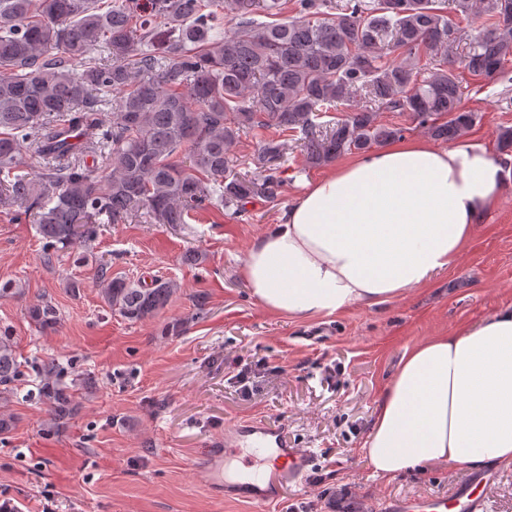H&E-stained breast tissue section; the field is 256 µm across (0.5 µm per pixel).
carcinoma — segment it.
Listing matches in <instances>:
<instances>
[{"label":"carcinoma","instance_id":"1","mask_svg":"<svg viewBox=\"0 0 512 512\" xmlns=\"http://www.w3.org/2000/svg\"><path fill=\"white\" fill-rule=\"evenodd\" d=\"M383 2L293 0L296 18L278 22L282 0H0V209L35 218L49 263L93 239L103 216L120 224L142 211L184 224L197 209L241 214L255 197L275 201L281 135L298 137L312 167L403 137L406 128L378 122L380 111L409 113L436 140L459 139L478 115L463 105L456 69L491 80L512 62V0H452L457 18L483 20L464 53L444 0ZM339 106L342 117L321 121ZM249 133L261 178L231 169L229 148ZM27 143L47 159L39 171L24 170ZM92 150L101 164L84 161ZM98 280L129 322L154 318L178 289L104 267ZM30 317L58 324L48 300ZM36 372L35 397L57 431L77 411L76 379L54 358ZM20 373L0 336L1 395Z\"/></svg>","mask_w":512,"mask_h":512}]
</instances>
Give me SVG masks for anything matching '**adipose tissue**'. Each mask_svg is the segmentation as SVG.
Here are the masks:
<instances>
[{"label":"adipose tissue","instance_id":"obj_1","mask_svg":"<svg viewBox=\"0 0 512 512\" xmlns=\"http://www.w3.org/2000/svg\"><path fill=\"white\" fill-rule=\"evenodd\" d=\"M511 188L512 156L482 142L399 140L306 183L241 274L263 308L291 318L379 305L454 265ZM363 451L389 478L512 463V306L408 349Z\"/></svg>","mask_w":512,"mask_h":512}]
</instances>
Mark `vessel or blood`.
I'll return each mask as SVG.
<instances>
[{"instance_id":"vessel-or-blood-1","label":"vessel or blood","mask_w":512,"mask_h":512,"mask_svg":"<svg viewBox=\"0 0 512 512\" xmlns=\"http://www.w3.org/2000/svg\"><path fill=\"white\" fill-rule=\"evenodd\" d=\"M275 457L279 469L265 477L224 478L223 469L241 454ZM312 463L310 452L294 447L285 432L260 420L225 427L224 436L200 457L198 478L207 489L225 498L240 499L264 508L275 502L284 484L302 483ZM491 475L480 473L460 484L451 497H401L388 501L384 512H486Z\"/></svg>"}]
</instances>
